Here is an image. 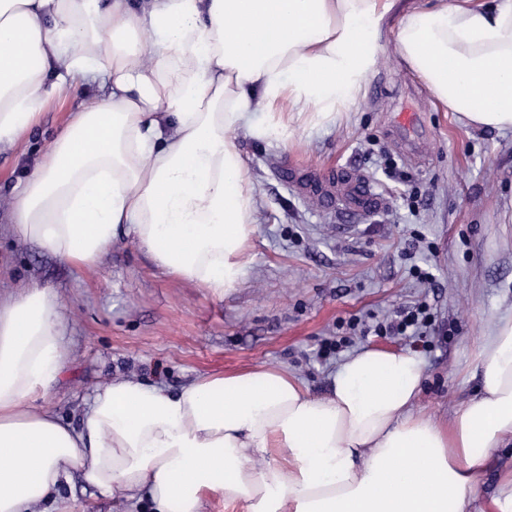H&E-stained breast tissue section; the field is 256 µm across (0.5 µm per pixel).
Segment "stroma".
<instances>
[{
  "mask_svg": "<svg viewBox=\"0 0 512 512\" xmlns=\"http://www.w3.org/2000/svg\"><path fill=\"white\" fill-rule=\"evenodd\" d=\"M411 0H394L383 48L364 95L349 116L299 132L293 142L239 137L257 209L251 261L241 285L213 297L171 282L133 241L113 244L93 272L0 237V288L36 281L63 303L71 354L55 388L39 401L70 424L94 390L137 379L178 390L210 374L256 365L288 368L314 394L346 354L411 341L344 336L354 317H383L425 301L437 331L422 355L427 378L417 407L452 420L474 395L473 369L483 331L512 313V131L463 126L392 48V30ZM96 84L73 89L40 109L24 149L0 152V195L24 181ZM417 116L400 125V113ZM431 266L434 287L411 265ZM342 340L329 359L316 352ZM61 512H130L121 492L72 479Z\"/></svg>",
  "mask_w": 512,
  "mask_h": 512,
  "instance_id": "stroma-1",
  "label": "stroma"
}]
</instances>
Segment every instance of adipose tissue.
<instances>
[{"instance_id": "obj_1", "label": "adipose tissue", "mask_w": 512, "mask_h": 512, "mask_svg": "<svg viewBox=\"0 0 512 512\" xmlns=\"http://www.w3.org/2000/svg\"><path fill=\"white\" fill-rule=\"evenodd\" d=\"M394 0H0V150L82 77V102L25 182L7 235L95 270L134 239L164 275L224 296L255 232L237 139L288 142L335 123L366 86ZM397 54L472 128L512 130V0H414ZM269 120H254L257 110ZM68 356L48 286L0 293V512L57 502L73 477L140 512H512V316L484 333L478 391L448 422L417 410L411 349L346 356L314 395L282 367L197 378L178 393L99 386L79 426L36 406Z\"/></svg>"}]
</instances>
